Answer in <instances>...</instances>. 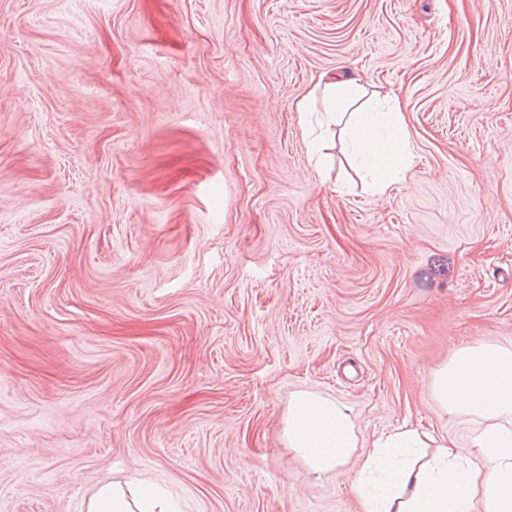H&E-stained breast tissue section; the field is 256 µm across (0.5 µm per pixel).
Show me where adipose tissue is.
<instances>
[{
    "label": "adipose tissue",
    "instance_id": "ef3b65f1",
    "mask_svg": "<svg viewBox=\"0 0 512 512\" xmlns=\"http://www.w3.org/2000/svg\"><path fill=\"white\" fill-rule=\"evenodd\" d=\"M318 91L331 103L319 127L335 122L334 107L357 98L363 77L356 71L322 74ZM351 147L378 190L408 163L410 143L395 92L357 107L348 126ZM435 399L448 411L482 423L470 445L441 439L431 459L415 454L424 441L409 428L372 441L352 486L358 512H512V351L478 341L456 349L433 378ZM288 441L311 470L336 469L358 445L355 425L341 403L301 392L288 407ZM86 512H165L151 483L127 498L114 483L98 486Z\"/></svg>",
    "mask_w": 512,
    "mask_h": 512
}]
</instances>
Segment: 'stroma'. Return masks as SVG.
<instances>
[{
	"mask_svg": "<svg viewBox=\"0 0 512 512\" xmlns=\"http://www.w3.org/2000/svg\"><path fill=\"white\" fill-rule=\"evenodd\" d=\"M338 68L401 98L385 191L311 158ZM476 341L512 348V0H0V512H355L373 439L468 443L432 381ZM304 391L355 424L325 473ZM287 432L293 448L314 472L336 469L357 448L355 425L341 403L300 392L288 407ZM161 497L151 483L138 485L136 494L129 501L123 489L114 483H103L87 503V512H172L164 510Z\"/></svg>",
	"mask_w": 512,
	"mask_h": 512,
	"instance_id": "stroma-1",
	"label": "stroma"
}]
</instances>
